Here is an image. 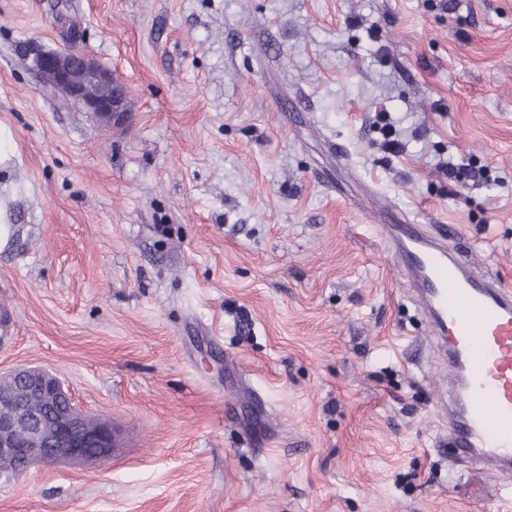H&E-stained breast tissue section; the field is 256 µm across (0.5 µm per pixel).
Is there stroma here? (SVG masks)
Here are the masks:
<instances>
[{"instance_id":"obj_1","label":"stroma","mask_w":512,"mask_h":512,"mask_svg":"<svg viewBox=\"0 0 512 512\" xmlns=\"http://www.w3.org/2000/svg\"><path fill=\"white\" fill-rule=\"evenodd\" d=\"M73 26L121 126L30 68ZM0 123V374L121 429L0 475V512H512L453 462L380 229L448 225L512 286V0H0ZM376 124L379 126L380 132L384 137L383 146L385 150L393 154L402 153L404 150L402 142L398 138L390 139L394 136L396 137V129L390 112L384 110L378 112L376 115Z\"/></svg>"}]
</instances>
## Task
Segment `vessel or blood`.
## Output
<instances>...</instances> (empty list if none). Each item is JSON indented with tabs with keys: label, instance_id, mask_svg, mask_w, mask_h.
<instances>
[{
	"label": "vessel or blood",
	"instance_id": "1",
	"mask_svg": "<svg viewBox=\"0 0 512 512\" xmlns=\"http://www.w3.org/2000/svg\"><path fill=\"white\" fill-rule=\"evenodd\" d=\"M382 230L411 298L440 341L448 435L460 459L512 476V288L390 206Z\"/></svg>",
	"mask_w": 512,
	"mask_h": 512
}]
</instances>
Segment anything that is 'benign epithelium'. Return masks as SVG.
<instances>
[{
  "label": "benign epithelium",
  "mask_w": 512,
  "mask_h": 512,
  "mask_svg": "<svg viewBox=\"0 0 512 512\" xmlns=\"http://www.w3.org/2000/svg\"><path fill=\"white\" fill-rule=\"evenodd\" d=\"M31 68L52 93L81 104L106 124H119L127 117L126 87L95 58L71 47L36 50ZM15 379L38 393L56 420L54 434L46 437L39 428V417L29 412L22 394L0 392V407L15 409L12 417L0 419V455L19 458V472L44 463L86 465L112 456V423L98 418L87 427L71 409L64 408L62 400L71 404L74 400L54 373L38 366H22L0 375L1 382Z\"/></svg>",
  "instance_id": "7a95c632"
}]
</instances>
